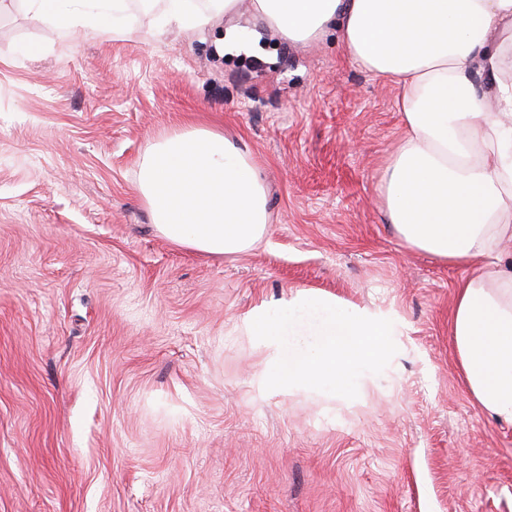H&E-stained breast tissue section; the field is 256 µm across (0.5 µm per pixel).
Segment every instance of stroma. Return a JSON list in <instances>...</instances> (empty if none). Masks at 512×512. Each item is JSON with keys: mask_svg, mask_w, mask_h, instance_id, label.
<instances>
[{"mask_svg": "<svg viewBox=\"0 0 512 512\" xmlns=\"http://www.w3.org/2000/svg\"><path fill=\"white\" fill-rule=\"evenodd\" d=\"M156 16L129 0L127 34L63 36L0 0V512H512V426L451 341L467 268L410 249L379 191L396 89L246 7L203 30ZM186 124L261 171L256 248L155 229L139 163ZM304 292L396 321L355 399L256 395L266 355L236 324Z\"/></svg>", "mask_w": 512, "mask_h": 512, "instance_id": "1", "label": "stroma"}]
</instances>
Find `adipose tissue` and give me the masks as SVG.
Returning a JSON list of instances; mask_svg holds the SVG:
<instances>
[{
  "instance_id": "ef3b65f1",
  "label": "adipose tissue",
  "mask_w": 512,
  "mask_h": 512,
  "mask_svg": "<svg viewBox=\"0 0 512 512\" xmlns=\"http://www.w3.org/2000/svg\"><path fill=\"white\" fill-rule=\"evenodd\" d=\"M47 21L91 28L124 0H26ZM280 37L337 35L350 59L398 89L399 146L380 184L411 248L473 260L455 294L451 336L469 391L512 425V0H251ZM138 191L160 234L213 256L254 247L267 196L246 151L186 126L153 141Z\"/></svg>"
}]
</instances>
